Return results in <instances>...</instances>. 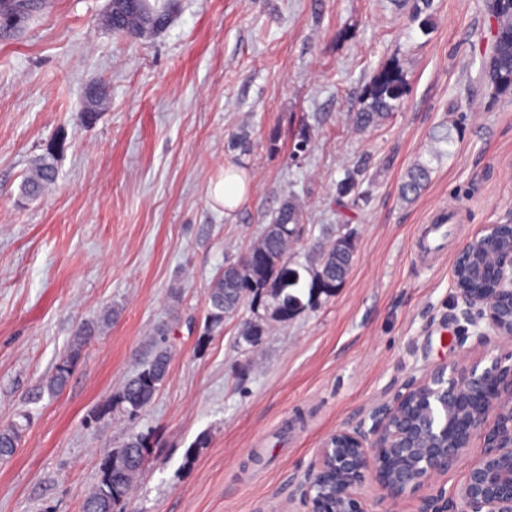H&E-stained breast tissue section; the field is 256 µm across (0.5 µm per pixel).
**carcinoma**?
I'll return each mask as SVG.
<instances>
[{"label":"carcinoma","instance_id":"1","mask_svg":"<svg viewBox=\"0 0 512 512\" xmlns=\"http://www.w3.org/2000/svg\"><path fill=\"white\" fill-rule=\"evenodd\" d=\"M396 5L411 4V19L419 22L422 32H428V20L433 0H394ZM488 15L498 24L496 52L480 56L478 79L487 84L495 98H512V11L499 7L498 0H485ZM115 32L147 39L159 31L156 17L166 13L164 7L140 0L138 9L131 10L124 0L112 4ZM406 93V78L398 65L379 69L364 88L360 108L351 114L353 125L365 131L379 125L396 111ZM109 104L107 94L100 92L82 113L85 125L94 123ZM432 168L424 162L412 164L404 173L400 192L406 201L414 200L431 179ZM59 172L54 151L35 157L21 183L20 195L25 200L40 197L55 184ZM302 208L295 198L283 202L271 222L264 225L251 245V251L225 264L206 289V312L203 335L214 336L224 330V322L239 313L244 305L263 308L264 314L241 324L240 342L258 346L265 336L268 322L284 323L299 315L305 307L330 297L346 280L355 256L351 234L327 236L314 245L305 264L291 266L290 249L300 239ZM96 335L94 327L81 326L67 353L56 363L47 377L44 391L54 396L67 385L71 371L81 357L86 341ZM170 354L162 342H154L151 358L129 377L121 389L101 404L89 417L97 424L116 415L137 419L149 407L169 372ZM22 425L0 429V457L11 455L17 447ZM153 443L150 432L131 434L122 445L107 455L100 467L96 485L87 496L83 512H126L127 498L135 478L144 467Z\"/></svg>","mask_w":512,"mask_h":512}]
</instances>
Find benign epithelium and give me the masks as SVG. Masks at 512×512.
Segmentation results:
<instances>
[{
    "label": "benign epithelium",
    "instance_id": "1",
    "mask_svg": "<svg viewBox=\"0 0 512 512\" xmlns=\"http://www.w3.org/2000/svg\"><path fill=\"white\" fill-rule=\"evenodd\" d=\"M482 253L496 259L492 287L473 290ZM453 286L462 316L479 343L492 337L512 342V224H488L456 254ZM512 354L479 364L437 365L405 392L375 409L371 424L340 427L319 448L301 497L308 512H370L362 488L377 483L383 500L396 504L419 494L417 512H512ZM416 399L425 413L451 412L452 419L424 424L393 423L403 403ZM483 453L467 465L453 496L424 492L432 481L457 466L475 438Z\"/></svg>",
    "mask_w": 512,
    "mask_h": 512
}]
</instances>
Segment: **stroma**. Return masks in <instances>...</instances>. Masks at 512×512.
Returning <instances> with one entry per match:
<instances>
[{
    "label": "stroma",
    "mask_w": 512,
    "mask_h": 512,
    "mask_svg": "<svg viewBox=\"0 0 512 512\" xmlns=\"http://www.w3.org/2000/svg\"><path fill=\"white\" fill-rule=\"evenodd\" d=\"M109 0H38L0 19V428L28 417L0 460V512H81L104 457L134 432L154 445L127 512H306L300 487L328 433L354 427L439 363L489 365L498 339L463 338L456 252L512 224V100H490L472 61L490 37L485 0H434L421 31L393 0H173L148 42L113 33ZM397 62L398 111L356 133L373 73ZM110 105L82 125L86 91ZM448 125L449 153L430 155ZM308 153L293 157L302 137ZM57 147L59 176L21 202L30 161ZM431 180L405 202L416 161ZM254 177L225 211V168ZM356 173L350 204L336 184ZM303 210L294 262L327 233L354 234L331 297L239 343L242 308L205 349V290L288 197ZM459 224L433 265L412 243L446 210ZM111 313L64 391L40 387L81 324ZM168 326L167 384L133 421L88 425Z\"/></svg>",
    "instance_id": "stroma-1"
}]
</instances>
